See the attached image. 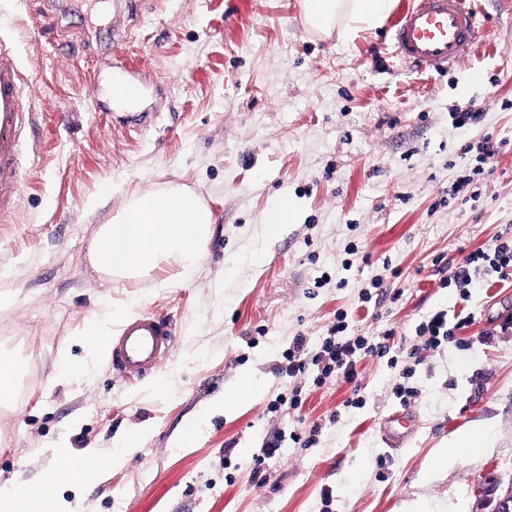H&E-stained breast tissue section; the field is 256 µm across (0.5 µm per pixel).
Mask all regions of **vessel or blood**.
<instances>
[{
  "label": "vessel or blood",
  "instance_id": "vessel-or-blood-1",
  "mask_svg": "<svg viewBox=\"0 0 512 512\" xmlns=\"http://www.w3.org/2000/svg\"><path fill=\"white\" fill-rule=\"evenodd\" d=\"M390 26L396 55L413 69L440 73L460 64L480 38L477 0H400ZM27 82L17 55L0 42V216L14 211L24 174L18 157L26 139ZM173 336L171 323L147 314L127 322L112 339V366L129 378L157 370ZM411 420L404 411L389 413L383 436L400 444Z\"/></svg>",
  "mask_w": 512,
  "mask_h": 512
}]
</instances>
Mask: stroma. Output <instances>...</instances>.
<instances>
[{"label":"stroma","instance_id":"stroma-1","mask_svg":"<svg viewBox=\"0 0 512 512\" xmlns=\"http://www.w3.org/2000/svg\"><path fill=\"white\" fill-rule=\"evenodd\" d=\"M479 7L474 51L431 75L393 57L385 28L309 31L300 0H0L36 131L18 206L0 216V352L21 366L0 407V483L52 467L57 441L106 455L143 429L98 484L53 495L82 512H493V483L512 479V278L450 280L512 227V0ZM116 78L135 106L114 104ZM471 105L482 122L456 127ZM487 137L503 147L477 175ZM465 179L471 192L450 196ZM170 184L212 211L200 266L167 288L98 274V225L126 193ZM284 198L297 217L270 232ZM443 306L472 320L424 350L418 327ZM340 311L352 335L393 330L395 363L362 356L351 383L280 374L293 338L315 348ZM155 312L173 328L156 379L130 382L82 336L107 313L116 332ZM63 346L74 375L53 385ZM297 385L302 407L272 412ZM401 407L413 431L392 448L382 422ZM482 427V448L438 464Z\"/></svg>","mask_w":512,"mask_h":512}]
</instances>
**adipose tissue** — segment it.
<instances>
[{
	"mask_svg": "<svg viewBox=\"0 0 512 512\" xmlns=\"http://www.w3.org/2000/svg\"><path fill=\"white\" fill-rule=\"evenodd\" d=\"M394 0H301L303 19L312 30L338 31L353 40L359 32L382 27ZM212 214L206 204L184 187L132 193L111 221L101 225L89 249V262L109 279L160 280L164 271L186 273L204 257ZM53 468L39 472L24 484L0 483V512H80L78 503L50 496L62 484L90 485L99 481L95 454L75 459L65 442L51 448Z\"/></svg>",
	"mask_w": 512,
	"mask_h": 512,
	"instance_id": "1",
	"label": "adipose tissue"
}]
</instances>
